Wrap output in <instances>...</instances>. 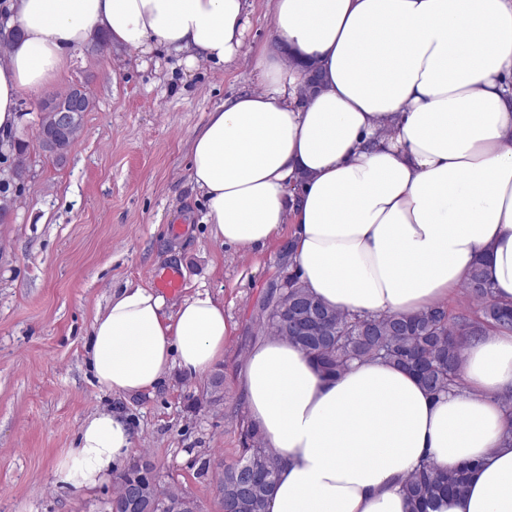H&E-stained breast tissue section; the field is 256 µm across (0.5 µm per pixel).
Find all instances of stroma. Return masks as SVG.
<instances>
[{"label": "stroma", "instance_id": "1", "mask_svg": "<svg viewBox=\"0 0 512 512\" xmlns=\"http://www.w3.org/2000/svg\"><path fill=\"white\" fill-rule=\"evenodd\" d=\"M162 47L87 48L52 93L84 84L93 105L65 164L34 144L44 96L22 95L16 136L29 140L24 181L0 149V190L13 200L0 219V512H106L116 487L58 484L54 464L75 447L89 415L117 408L136 433L128 464L149 462L161 485H177L197 512H224L218 485L245 444L248 417L240 369L259 340L257 306L288 275V238L243 249L215 240L203 224V193L190 181V142L224 99L253 90L252 62L187 65ZM184 228L170 233L171 225ZM184 286L224 305L232 336L211 375L174 368L134 396L102 388L86 362L95 314L127 285L152 287L164 267Z\"/></svg>", "mask_w": 512, "mask_h": 512}]
</instances>
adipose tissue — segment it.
<instances>
[{"label":"adipose tissue","mask_w":512,"mask_h":512,"mask_svg":"<svg viewBox=\"0 0 512 512\" xmlns=\"http://www.w3.org/2000/svg\"><path fill=\"white\" fill-rule=\"evenodd\" d=\"M246 0H5L0 137L22 93L40 94L96 38L236 62ZM323 86L300 93L305 67ZM257 89L226 98L191 141L189 178L223 243L290 229L295 271L339 311L413 315L452 298L482 262L512 300V0H273L253 56ZM231 326L205 290L167 313L129 285L91 329L86 361L107 389H156L172 368L210 370ZM465 389L432 397L382 361L320 375L276 336L243 362L244 404L280 466L265 512H408L404 480L425 459L479 460L437 512H512V331L482 326L459 363ZM122 412L88 416L57 459L59 483L92 489L131 453Z\"/></svg>","instance_id":"1"}]
</instances>
